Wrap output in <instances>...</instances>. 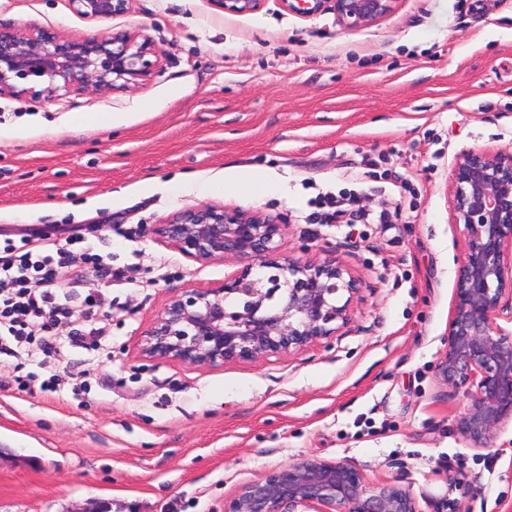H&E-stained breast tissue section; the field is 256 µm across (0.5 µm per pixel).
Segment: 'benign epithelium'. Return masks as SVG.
I'll return each instance as SVG.
<instances>
[{
	"label": "benign epithelium",
	"mask_w": 512,
	"mask_h": 512,
	"mask_svg": "<svg viewBox=\"0 0 512 512\" xmlns=\"http://www.w3.org/2000/svg\"><path fill=\"white\" fill-rule=\"evenodd\" d=\"M224 12H256L262 0H212ZM397 0H282L309 17L332 11L343 29L369 27L391 15ZM85 19L124 13L128 0H72ZM152 41L135 31L73 38L55 30L0 25V96L30 92L17 80L43 85L47 97L88 86L121 91L146 81L159 61ZM451 223L465 240L455 271L439 379L467 404L454 421L475 449H490L512 423V152L464 149L449 178ZM285 224L259 210L186 207L149 234L186 258H234L241 270L211 288L172 295L142 331L140 353L153 361L215 367L257 362L336 335L351 320L359 281L337 260L300 259L280 250ZM224 512H421L399 478L371 484L347 460L302 457L265 470L224 500Z\"/></svg>",
	"instance_id": "obj_1"
}]
</instances>
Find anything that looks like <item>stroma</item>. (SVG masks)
I'll list each match as a JSON object with an SVG mask.
<instances>
[{
    "instance_id": "stroma-1",
    "label": "stroma",
    "mask_w": 512,
    "mask_h": 512,
    "mask_svg": "<svg viewBox=\"0 0 512 512\" xmlns=\"http://www.w3.org/2000/svg\"><path fill=\"white\" fill-rule=\"evenodd\" d=\"M0 23L74 38L139 30L158 71L121 92L0 96V243L25 229L78 227L133 282L84 269L80 298L112 352L80 348L54 369L0 366V512H224L266 468L347 460L370 482L398 476L421 512H439L464 474L466 512H512V425L492 450L454 420L465 398L436 372L464 251L448 185L467 148L512 151V0H398L367 28L303 17L281 0L231 15L212 0H130L91 22L71 0H0ZM236 191L198 195L204 182ZM354 193L394 224L307 223L317 191ZM197 205L281 216L283 253L335 251L362 286L353 319L304 350L198 367L145 359L141 331L182 288L236 274L114 224H156ZM88 393L70 391L80 373ZM57 374L62 392L41 382Z\"/></svg>"
}]
</instances>
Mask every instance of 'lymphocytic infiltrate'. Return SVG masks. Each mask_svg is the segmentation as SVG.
I'll use <instances>...</instances> for the list:
<instances>
[{
  "instance_id": "obj_1",
  "label": "lymphocytic infiltrate",
  "mask_w": 512,
  "mask_h": 512,
  "mask_svg": "<svg viewBox=\"0 0 512 512\" xmlns=\"http://www.w3.org/2000/svg\"><path fill=\"white\" fill-rule=\"evenodd\" d=\"M310 220L339 227L353 224H392L397 220L389 210L350 209L343 195L329 192L309 199ZM82 245L84 262L95 270L110 272L115 281L128 280V269H113L111 255L94 252L84 238L71 234L65 239L21 236L0 246V357L16 360L18 366L36 363L59 364L66 348L105 349L109 336L105 328L78 329L67 338L55 336V328L70 322L76 310L72 288L79 277H68L75 245Z\"/></svg>"
}]
</instances>
